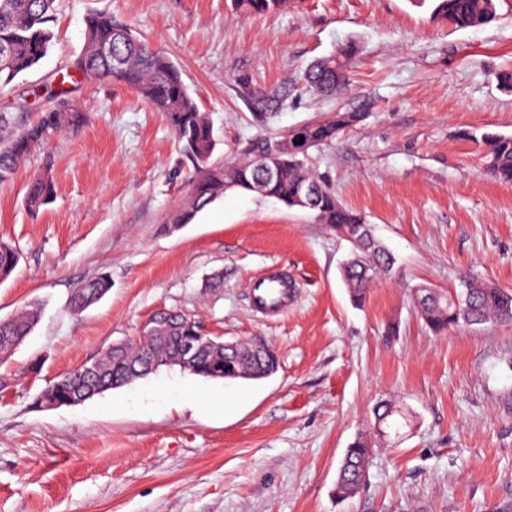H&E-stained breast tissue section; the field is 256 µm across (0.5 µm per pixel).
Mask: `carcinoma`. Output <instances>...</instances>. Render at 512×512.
Returning a JSON list of instances; mask_svg holds the SVG:
<instances>
[{"instance_id":"obj_1","label":"carcinoma","mask_w":512,"mask_h":512,"mask_svg":"<svg viewBox=\"0 0 512 512\" xmlns=\"http://www.w3.org/2000/svg\"><path fill=\"white\" fill-rule=\"evenodd\" d=\"M426 1L430 2L432 21L456 30L476 28L496 18L495 0H414L419 4ZM231 5L242 14L271 15L285 10L288 0H231ZM55 11L56 0H0V88L10 85L47 54L54 39ZM104 46L111 51H102ZM355 54V47L348 42L313 62L296 83L285 81L272 88H258L241 79L237 83L238 96L256 119L263 122L288 109L302 90L312 89L331 97L347 89ZM72 68L74 72L62 75L59 90L35 125L18 126L8 113L0 112V182L11 177L32 147L65 128H77L85 122V113L66 98V79L79 75L88 81L111 80L134 88L147 103L165 114L183 152L197 167L191 199L172 223H188L197 212L224 194L227 187L251 191L256 181L264 180V196L290 207L300 206L301 192L312 188L314 193L307 210L317 222L327 225L339 239L352 246L341 274L355 305H361L377 278L393 268L395 258L388 248L374 237H359L364 218L344 206L332 186L306 161L309 149L331 144L343 130L361 120L362 112H333L325 119L294 127L280 136L250 143L242 158L233 164L210 166L207 161L214 147L213 128L184 83L180 68L127 24L110 13L89 14L85 20V44ZM473 140L483 147L484 172L501 183H512V135L484 132ZM258 154L266 155L270 174L257 167L254 159ZM53 191V176L45 171L29 183L26 205L37 210L49 204ZM19 258L14 247L0 242V283L9 279ZM111 287L106 274L85 281L74 292L71 308L77 311L99 302ZM417 312L435 334L451 328L512 322V293L490 283L470 281L456 294L428 291V296L417 305ZM38 321V311L34 308L0 320L3 358L12 355L16 341L29 336ZM196 335L195 322L171 313L157 336L145 338L117 354L107 349L94 360L93 371L80 365L42 390L37 402L49 400L59 406H71L79 399L87 401L129 385L173 365L180 356L184 337ZM277 361L276 352L266 344L244 343L228 355L222 346L208 344L201 347L196 366L189 373L209 379L213 367L223 362L229 370L227 377L232 378L241 370L258 372ZM396 415L401 417L403 413L388 401L374 408L375 423L380 426L389 424ZM370 452L365 436L358 437L347 449L336 481L338 498H350L359 492Z\"/></svg>"}]
</instances>
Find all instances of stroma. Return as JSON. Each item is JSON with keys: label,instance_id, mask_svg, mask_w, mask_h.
I'll return each instance as SVG.
<instances>
[{"label": "stroma", "instance_id": "obj_1", "mask_svg": "<svg viewBox=\"0 0 512 512\" xmlns=\"http://www.w3.org/2000/svg\"><path fill=\"white\" fill-rule=\"evenodd\" d=\"M102 11L179 65L213 126L211 164L237 160L262 131L364 108L308 164L396 264L353 305L340 275L350 244L253 193L226 191L172 229L196 166L167 118L128 85L73 78L85 124L33 148L0 183V240L21 254L0 283V318L42 307L0 364V512H512V323L436 336L415 303L422 286L512 290V185L483 174L467 138L512 135V91L496 80L512 67V0L465 30L409 0H293L261 17L230 0H57L48 54L0 92V111L36 122L83 48L87 15ZM349 41V98L306 92L264 129L237 94L240 77L273 87ZM48 167L54 197L30 211L27 185ZM272 265L296 300L263 318L249 283ZM101 273L110 292L71 311L76 288ZM161 309L209 336L270 343L277 372L205 380L163 369L77 406L40 407L50 381L135 339ZM382 400L410 416L400 437L374 425ZM362 434L365 480L338 500L340 463Z\"/></svg>", "mask_w": 512, "mask_h": 512}]
</instances>
